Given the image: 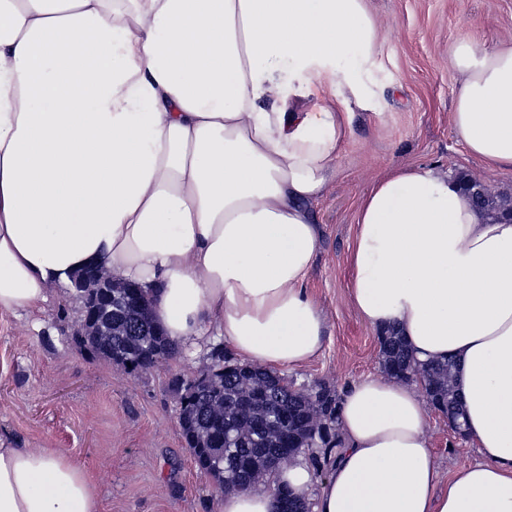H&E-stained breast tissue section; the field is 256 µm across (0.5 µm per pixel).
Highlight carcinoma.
<instances>
[{
    "label": "carcinoma",
    "mask_w": 512,
    "mask_h": 512,
    "mask_svg": "<svg viewBox=\"0 0 512 512\" xmlns=\"http://www.w3.org/2000/svg\"><path fill=\"white\" fill-rule=\"evenodd\" d=\"M94 311L95 320L78 336V343L95 357L137 373L180 353L178 344L156 325L151 300L144 294L136 306H126L118 297L112 304L99 300ZM104 326L112 327V335H94ZM379 344L383 368L393 377L408 379L413 363L404 338L390 330L379 337ZM213 362L218 373L174 383L181 390V435L199 469L233 490L271 473L283 450L297 456L322 443V454L311 455L310 463L318 473L331 464L339 446L340 399L334 389L317 384L290 393L280 387L278 375L240 364L221 350ZM454 363L448 357L423 366L430 404L446 415L465 411L452 385ZM276 495L280 512L310 510L287 489H277Z\"/></svg>",
    "instance_id": "carcinoma-1"
}]
</instances>
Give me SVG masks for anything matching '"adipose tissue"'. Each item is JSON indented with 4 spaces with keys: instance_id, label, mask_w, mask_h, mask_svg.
Masks as SVG:
<instances>
[{
    "instance_id": "obj_1",
    "label": "adipose tissue",
    "mask_w": 512,
    "mask_h": 512,
    "mask_svg": "<svg viewBox=\"0 0 512 512\" xmlns=\"http://www.w3.org/2000/svg\"><path fill=\"white\" fill-rule=\"evenodd\" d=\"M366 0H0V312H32L90 262L150 293L172 340L209 333L292 370L322 351L307 292L314 205L373 91ZM451 122L512 172V42L454 52ZM352 301L422 363L454 356L474 463L442 473L415 384L342 394L324 480L297 459L219 512H512V221L435 166L392 169L361 199ZM0 512H101L93 474L53 448L0 445Z\"/></svg>"
}]
</instances>
